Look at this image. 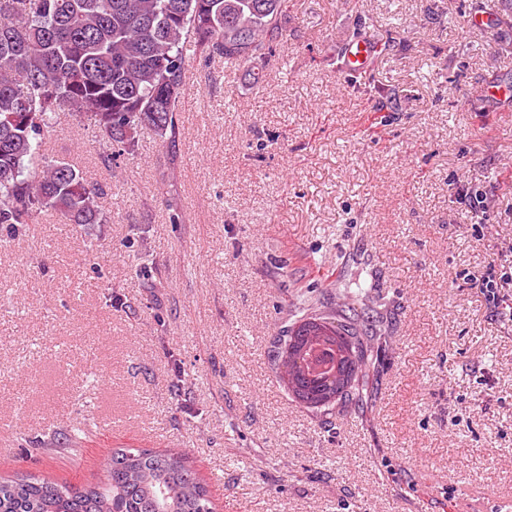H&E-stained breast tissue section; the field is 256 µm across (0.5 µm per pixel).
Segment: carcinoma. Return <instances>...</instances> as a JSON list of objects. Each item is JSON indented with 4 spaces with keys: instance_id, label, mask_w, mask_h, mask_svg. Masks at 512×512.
<instances>
[{
    "instance_id": "obj_1",
    "label": "carcinoma",
    "mask_w": 512,
    "mask_h": 512,
    "mask_svg": "<svg viewBox=\"0 0 512 512\" xmlns=\"http://www.w3.org/2000/svg\"><path fill=\"white\" fill-rule=\"evenodd\" d=\"M288 39V0H0V237L42 212L105 224L98 189L43 149L61 112L95 127L121 156L147 128L170 165L187 52L236 66ZM373 324L351 300L285 330L271 361L295 400L331 411L366 399L378 365ZM185 453L114 448L90 486L18 474L0 480V512H207Z\"/></svg>"
}]
</instances>
